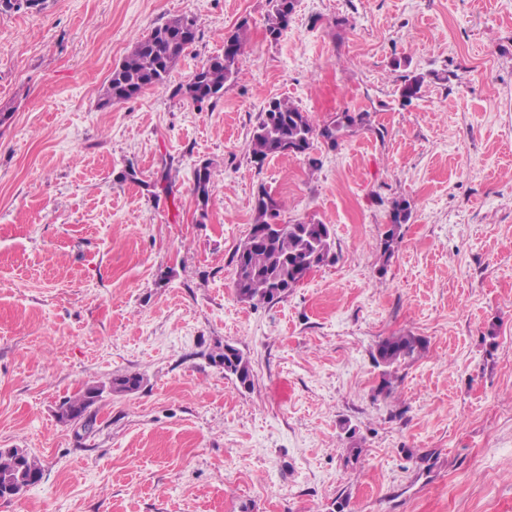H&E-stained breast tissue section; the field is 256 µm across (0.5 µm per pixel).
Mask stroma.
<instances>
[{
    "label": "stroma",
    "mask_w": 512,
    "mask_h": 512,
    "mask_svg": "<svg viewBox=\"0 0 512 512\" xmlns=\"http://www.w3.org/2000/svg\"><path fill=\"white\" fill-rule=\"evenodd\" d=\"M269 10L0 7V448L42 466L0 512H512V0H297L275 41ZM181 15L200 38L168 88L101 107L132 45ZM243 22L223 97L174 95ZM405 74L424 82L403 107ZM273 99L369 122L259 164ZM263 189L278 223L330 225L336 258L253 306L233 256ZM399 200L412 213L384 263ZM397 333L427 349L387 397L372 352ZM227 342L251 389L210 361ZM126 372L143 387L104 396L92 430L59 421ZM213 178L214 174L209 163L203 164L195 172L193 191L203 206H206L208 203L214 182Z\"/></svg>",
    "instance_id": "35a3bbf8"
}]
</instances>
